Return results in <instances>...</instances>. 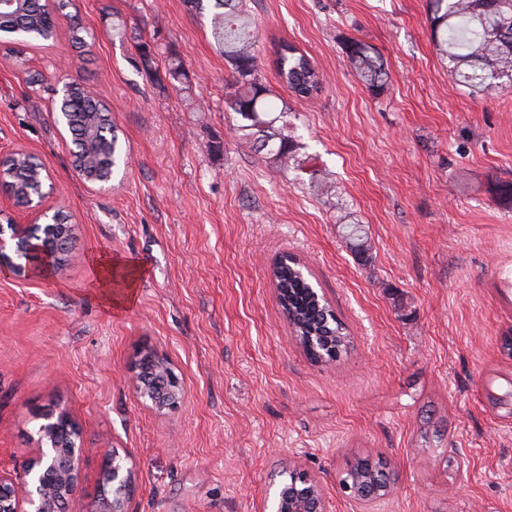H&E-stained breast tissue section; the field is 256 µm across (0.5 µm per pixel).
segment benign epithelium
<instances>
[{"label":"benign epithelium","instance_id":"1","mask_svg":"<svg viewBox=\"0 0 512 512\" xmlns=\"http://www.w3.org/2000/svg\"><path fill=\"white\" fill-rule=\"evenodd\" d=\"M31 214L29 224L11 220L0 224V278L25 281L33 277L31 257L39 256L45 267L52 269L55 259L68 250L72 225L53 223L51 209L42 204L32 208ZM128 381L138 397L159 412L177 409L184 398L167 359L153 350L140 355ZM37 433L34 456L19 479L0 474V512H62L76 493L85 448L74 417L66 410L49 413ZM285 475L302 481L307 490L290 492L288 480H283L275 491L271 512H326L317 479L298 469L288 468ZM100 484L108 492L102 494L96 512H128L135 484V471L128 458L112 452L101 471Z\"/></svg>","mask_w":512,"mask_h":512}]
</instances>
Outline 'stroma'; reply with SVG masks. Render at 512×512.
Instances as JSON below:
<instances>
[{
    "label": "stroma",
    "mask_w": 512,
    "mask_h": 512,
    "mask_svg": "<svg viewBox=\"0 0 512 512\" xmlns=\"http://www.w3.org/2000/svg\"><path fill=\"white\" fill-rule=\"evenodd\" d=\"M247 7L299 169L234 133L233 69L189 0H73L22 66L0 39V155H37L45 206L74 227L61 269L0 279V474L18 477L43 416L65 409L86 449L65 512H95L114 451L136 473L129 512H267L289 466L320 480L327 512H512V410L494 403L512 392V205L494 193L512 183V84L486 97L451 77L427 0ZM281 40L320 70L315 98L279 81ZM352 40L381 54L383 89L351 68ZM64 77L112 110L131 163L108 185L73 168L55 112ZM324 169L335 197L310 188ZM351 221L368 259L342 236ZM105 253L124 260L110 307L92 287ZM287 253L350 334L337 361L314 362L292 336L271 275ZM147 350L179 377L178 409L157 413L130 386ZM357 458L398 477L367 508L341 483Z\"/></svg>",
    "instance_id": "1"
}]
</instances>
